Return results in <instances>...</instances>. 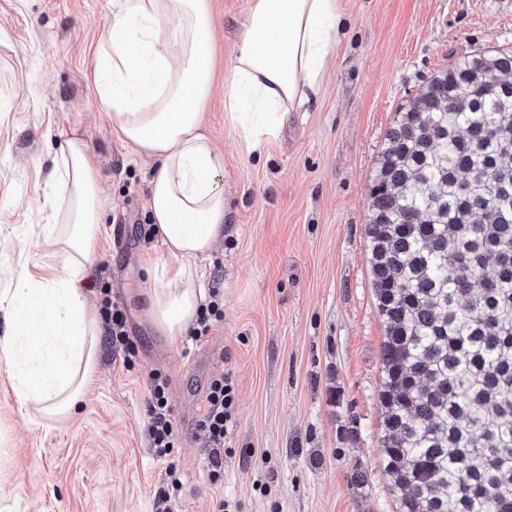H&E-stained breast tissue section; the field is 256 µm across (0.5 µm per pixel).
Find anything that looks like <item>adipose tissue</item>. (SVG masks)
I'll list each match as a JSON object with an SVG mask.
<instances>
[{"label":"adipose tissue","instance_id":"1","mask_svg":"<svg viewBox=\"0 0 512 512\" xmlns=\"http://www.w3.org/2000/svg\"><path fill=\"white\" fill-rule=\"evenodd\" d=\"M341 0H249L224 84V110L247 150L321 93L344 35ZM93 74L98 105L115 136L155 160L148 208L168 255L149 271L147 316L183 336L205 298L204 263L224 235V158L205 132L213 32L207 0H113ZM59 273H23L7 300L12 335L0 366L21 403L61 417L75 409L96 366L98 315L84 281L102 233V188L82 142L66 140L51 177Z\"/></svg>","mask_w":512,"mask_h":512}]
</instances>
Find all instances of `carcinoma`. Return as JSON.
I'll use <instances>...</instances> for the list:
<instances>
[{"instance_id": "carcinoma-1", "label": "carcinoma", "mask_w": 512, "mask_h": 512, "mask_svg": "<svg viewBox=\"0 0 512 512\" xmlns=\"http://www.w3.org/2000/svg\"><path fill=\"white\" fill-rule=\"evenodd\" d=\"M370 197L398 512H512V50L453 60L400 108Z\"/></svg>"}]
</instances>
